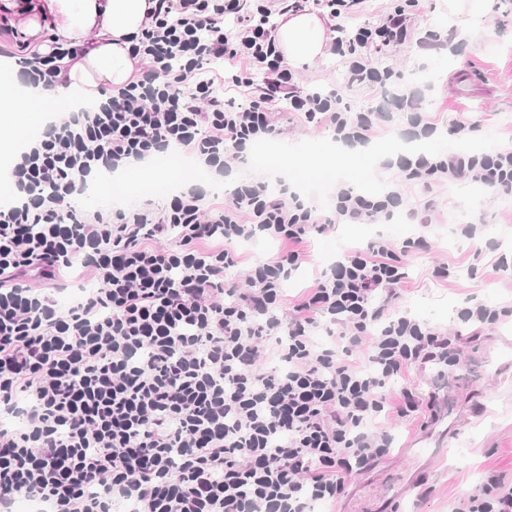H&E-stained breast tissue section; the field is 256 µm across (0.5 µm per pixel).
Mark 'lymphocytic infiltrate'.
Returning <instances> with one entry per match:
<instances>
[{"label": "lymphocytic infiltrate", "mask_w": 512, "mask_h": 512, "mask_svg": "<svg viewBox=\"0 0 512 512\" xmlns=\"http://www.w3.org/2000/svg\"><path fill=\"white\" fill-rule=\"evenodd\" d=\"M365 2L155 0L131 40L138 64L128 84L46 123L21 149L13 191L0 199V512L22 496L43 512H309L388 454L391 437L372 422L418 411L412 390L392 381L420 361L440 377L454 373L450 336L392 314L426 236L344 250L281 308L312 229L386 223L402 209L427 228L440 218L433 201L407 209L399 189L341 187L326 214L257 181L237 184L222 206L198 185L160 205L75 206L97 173L178 149L229 177L227 158L274 134L283 102L337 141L367 143L385 113L352 112L338 91L301 87L276 43L278 20L307 5L334 20L361 14ZM421 7L389 0L375 22L333 37L346 86L396 82L379 57L442 45L439 31L415 26ZM79 53L52 39L49 52L19 58V76L51 85ZM231 88L243 103H225ZM395 166L403 182L427 189L464 179L512 192L511 145L403 154ZM257 237L282 248L251 267L247 288L225 284L237 243ZM74 267L90 287L64 306L62 273ZM265 343L269 368L258 365ZM361 347L366 357L353 360ZM452 512H512V484L489 476Z\"/></svg>", "instance_id": "1"}]
</instances>
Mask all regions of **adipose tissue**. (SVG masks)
I'll return each mask as SVG.
<instances>
[{
  "label": "adipose tissue",
  "mask_w": 512,
  "mask_h": 512,
  "mask_svg": "<svg viewBox=\"0 0 512 512\" xmlns=\"http://www.w3.org/2000/svg\"><path fill=\"white\" fill-rule=\"evenodd\" d=\"M152 0H40L38 17L18 20L25 40L48 52L47 34L60 33L86 54L52 86L23 85L14 77L12 61L0 57V157H15L41 114L77 111L97 101L102 85L120 87L135 62L128 38L143 28ZM324 23L306 12L290 16L278 31V44L289 65L313 64L327 52Z\"/></svg>",
  "instance_id": "ef3b65f1"
}]
</instances>
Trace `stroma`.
<instances>
[{
	"mask_svg": "<svg viewBox=\"0 0 512 512\" xmlns=\"http://www.w3.org/2000/svg\"><path fill=\"white\" fill-rule=\"evenodd\" d=\"M422 28L448 35L444 50L404 48L387 63L400 78L388 90L360 86L344 90L351 111L387 107L390 96L422 87L420 108L436 132L423 143L435 152L455 148L456 121L472 124L468 145L497 148L512 144V0L485 14L452 16L448 0H424L417 18ZM399 118L381 123L370 143L353 150L332 149L333 134L324 128L291 125L272 137L278 151L261 162H233L232 177H216L196 166L192 178L170 173L171 181L213 190L218 203H228L238 180L283 176L292 191L310 205L329 204L338 183L377 192L399 181L397 169L384 167L394 157L392 141H403ZM309 151L324 153L326 164L305 172L300 158ZM403 193L410 205L434 198L446 221L427 229L428 249L408 267L406 292L397 313L437 327L457 339L460 363L448 379L435 376L432 364L417 365L408 382L423 402L419 412L404 419L379 418L392 448L374 467L350 475L345 495L329 503L328 512H451L455 500L479 486L494 469L512 481V316L480 327L464 322L465 309L484 304L512 307V194L489 195L471 183L444 182L425 190L408 184ZM481 222L479 236H462L460 227ZM421 232L409 224H332L311 232L308 263L292 271L284 283L286 301H293L325 269L328 254L384 235L394 242ZM448 265L450 277L432 278L437 265Z\"/></svg>",
	"mask_w": 512,
	"mask_h": 512,
	"instance_id": "obj_1",
	"label": "stroma"
}]
</instances>
